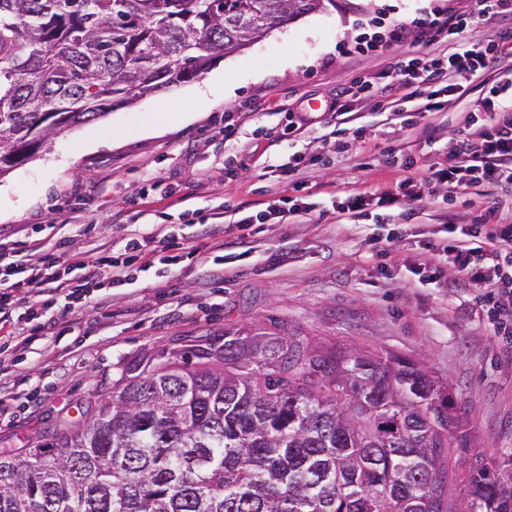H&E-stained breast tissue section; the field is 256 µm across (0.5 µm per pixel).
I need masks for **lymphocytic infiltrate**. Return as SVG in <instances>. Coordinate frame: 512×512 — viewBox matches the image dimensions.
<instances>
[{"instance_id": "f902f5d3", "label": "lymphocytic infiltrate", "mask_w": 512, "mask_h": 512, "mask_svg": "<svg viewBox=\"0 0 512 512\" xmlns=\"http://www.w3.org/2000/svg\"><path fill=\"white\" fill-rule=\"evenodd\" d=\"M469 23V18L436 7L430 17L400 23L359 44L358 49L389 53L394 73L406 79L412 73L423 72L422 81L413 84L407 80L403 99L419 101L428 112L436 109L435 99L440 92H456L457 86L451 81L453 74H476L486 67L492 55L502 52L504 44L476 38L444 57L411 55L402 52L401 46L410 40L419 41L424 30L452 35ZM483 104L485 115L480 137L449 141L447 166L441 168L432 164L428 167L431 180L447 185L450 198L468 207L473 204L470 190L475 186L484 185L512 194V69L503 72L489 87ZM415 166L412 157L402 158L398 165L402 177L396 180L394 189L347 196L340 202V209L355 212L371 201L381 208H405L414 198L410 186ZM279 169L287 174L293 195L244 216V223L263 224L273 215L284 221L296 213L312 212V204L299 201L297 197L305 184L298 164L283 163ZM447 232V237L425 243L429 262L418 272L420 284L481 289L479 308L483 316L493 333L512 345V222H500L495 207L491 206L473 223H448ZM196 254V248L179 242L176 235L153 228L130 234L118 256L104 250L90 257L64 259L52 249L44 254L38 266L25 261L20 249L0 246V332L14 328L18 293L30 284L44 283L47 290L45 298L28 306L25 312L22 334L27 344L39 336L56 335L66 314L102 305L103 300L94 295V288L104 283L112 287L131 284L135 278L134 266L144 269L157 263L172 266L178 264L181 257L192 258ZM64 266L78 271V278H65L60 272Z\"/></svg>"}]
</instances>
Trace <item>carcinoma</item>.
<instances>
[{
  "mask_svg": "<svg viewBox=\"0 0 512 512\" xmlns=\"http://www.w3.org/2000/svg\"><path fill=\"white\" fill-rule=\"evenodd\" d=\"M322 0H0V177ZM422 360L226 329L128 360L84 420L0 450V512H512Z\"/></svg>",
  "mask_w": 512,
  "mask_h": 512,
  "instance_id": "obj_1",
  "label": "carcinoma"
}]
</instances>
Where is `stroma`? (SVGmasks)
Here are the masks:
<instances>
[{
	"mask_svg": "<svg viewBox=\"0 0 512 512\" xmlns=\"http://www.w3.org/2000/svg\"><path fill=\"white\" fill-rule=\"evenodd\" d=\"M436 6L461 15L477 10L476 0H324L323 9L224 55L197 80L76 126L0 177V236L26 247L40 238L49 248L67 237L74 251L104 245L118 254L128 234L155 225L198 248L166 276L151 269L105 289L106 303L73 314L62 335L0 351V449L27 447L38 432L79 419L133 356L227 328L270 331L283 322L424 359L455 388L475 453L512 457V353L474 311L473 291L422 288L416 275L427 259L422 243L443 236L446 212L461 224L476 216L444 186L426 182L423 169L447 165L449 140L479 135L480 125L467 118L482 111L485 85L512 57L457 75L460 93L423 113L418 103H402L387 55L354 50L356 41ZM511 29L506 12L411 50L445 54ZM367 78L371 95L353 94V82ZM191 100L202 104L195 120L142 132ZM335 103L341 114H333ZM292 111L307 122L288 135ZM106 135L113 143L88 149ZM292 154L301 158L305 201L327 215L251 225V257L233 263L224 279H210L216 253L198 239L200 225L229 224L291 195L278 166ZM390 155L419 161L412 218L393 213L380 224L373 205L356 217L331 214L333 201L348 193L394 183ZM390 230L398 240L388 256H372L371 237ZM25 255L36 264L42 253L27 247Z\"/></svg>",
	"mask_w": 512,
	"mask_h": 512,
	"instance_id": "obj_1",
	"label": "stroma"
}]
</instances>
